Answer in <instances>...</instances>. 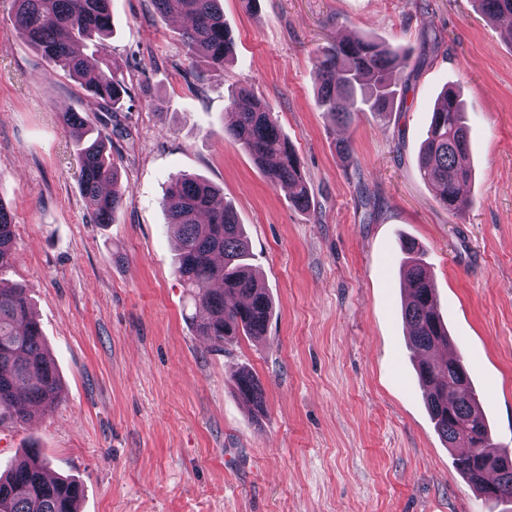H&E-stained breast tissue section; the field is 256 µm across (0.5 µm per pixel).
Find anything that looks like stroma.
Wrapping results in <instances>:
<instances>
[{"label": "stroma", "instance_id": "1", "mask_svg": "<svg viewBox=\"0 0 512 512\" xmlns=\"http://www.w3.org/2000/svg\"><path fill=\"white\" fill-rule=\"evenodd\" d=\"M234 56L198 69L182 23L153 0H112L110 51L128 96L114 114L45 63L0 0V204L23 284L59 374L48 412L0 417V473L38 449L82 487L80 512H512L457 472L418 385L401 315V242L424 250L439 314L461 352L497 447L512 449V42L471 0H222ZM437 44L425 45L428 35ZM364 36L419 57L387 119L333 121L315 104V51ZM251 87L297 151L309 185L289 191L224 138L229 97ZM467 111L474 176L451 214L417 170L444 88ZM121 128L126 189L114 223H93L75 139L61 114ZM351 146L341 157L340 140ZM179 174L223 190L248 237L272 315L262 338L220 351L200 336L174 274L163 207ZM377 199L375 210L361 191ZM250 368L255 417L230 372Z\"/></svg>", "mask_w": 512, "mask_h": 512}]
</instances>
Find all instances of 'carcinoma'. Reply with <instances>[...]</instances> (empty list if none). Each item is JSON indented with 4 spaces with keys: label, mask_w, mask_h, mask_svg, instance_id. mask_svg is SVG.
I'll return each instance as SVG.
<instances>
[{
    "label": "carcinoma",
    "mask_w": 512,
    "mask_h": 512,
    "mask_svg": "<svg viewBox=\"0 0 512 512\" xmlns=\"http://www.w3.org/2000/svg\"><path fill=\"white\" fill-rule=\"evenodd\" d=\"M219 2L154 0L161 15L191 21L181 33V43L199 68H222L233 56L234 40ZM473 2L478 12L504 26L512 42V0ZM12 21L46 63L35 76L40 87L48 91L55 77L64 76L94 95L104 111L118 109L127 90L122 64L102 44L97 63L103 71L92 78V61L83 52L86 40L110 32L112 0H13ZM411 68L415 65L410 55L390 44L363 36L331 42L314 57L317 106L338 122H348L356 112L385 118L404 94L397 76ZM229 107L231 120L224 126V136L266 168L272 185L289 187L295 207H309L300 159L271 107L246 86L232 93ZM62 120L77 131L81 191L91 218L97 224H112L125 196L109 151L114 130H94L77 112L62 113ZM418 171L435 189L443 208L457 214L468 207L461 188L472 175L469 127L459 95L451 88L441 94L432 112ZM164 207L179 232L175 274L191 293L193 320L201 335L220 350L241 336H265L272 303L249 268V242L234 208L219 190L188 175L172 178ZM402 248L407 254L402 315L410 344L422 353L446 351L450 337L437 312L436 289L423 252L413 241ZM15 260L12 216L0 203V269ZM417 372L437 433L451 446L466 445L455 460L458 473L483 497L512 502V452L493 447L490 425L461 356L453 352L444 358H422ZM230 380L242 401L254 412H263L264 392L251 370L240 367ZM60 394L58 373L30 310L27 289L0 283V407L23 422L35 407L50 410ZM81 495L77 481L50 475L48 463L33 451L6 476L0 475V512H78Z\"/></svg>",
    "instance_id": "carcinoma-1"
}]
</instances>
